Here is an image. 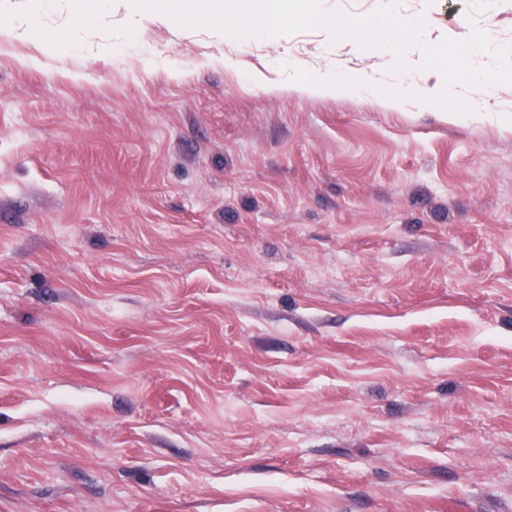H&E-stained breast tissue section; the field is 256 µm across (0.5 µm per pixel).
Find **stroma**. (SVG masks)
I'll return each instance as SVG.
<instances>
[{
    "label": "stroma",
    "instance_id": "stroma-1",
    "mask_svg": "<svg viewBox=\"0 0 512 512\" xmlns=\"http://www.w3.org/2000/svg\"><path fill=\"white\" fill-rule=\"evenodd\" d=\"M470 11L400 8L512 45V0ZM321 40L0 29V512H512V86L454 120L280 87L400 82Z\"/></svg>",
    "mask_w": 512,
    "mask_h": 512
}]
</instances>
